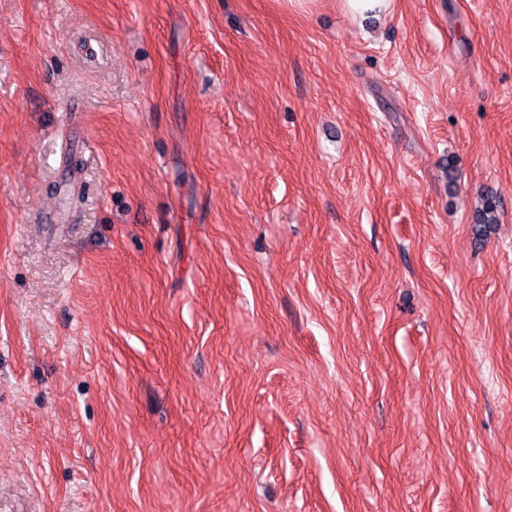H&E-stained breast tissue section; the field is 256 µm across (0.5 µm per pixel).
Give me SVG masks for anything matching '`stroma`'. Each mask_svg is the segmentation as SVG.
Here are the masks:
<instances>
[{
  "label": "stroma",
  "mask_w": 512,
  "mask_h": 512,
  "mask_svg": "<svg viewBox=\"0 0 512 512\" xmlns=\"http://www.w3.org/2000/svg\"><path fill=\"white\" fill-rule=\"evenodd\" d=\"M0 512H512V0H0ZM340 8L349 17L361 21L371 15L389 13L393 0H338Z\"/></svg>",
  "instance_id": "obj_1"
}]
</instances>
